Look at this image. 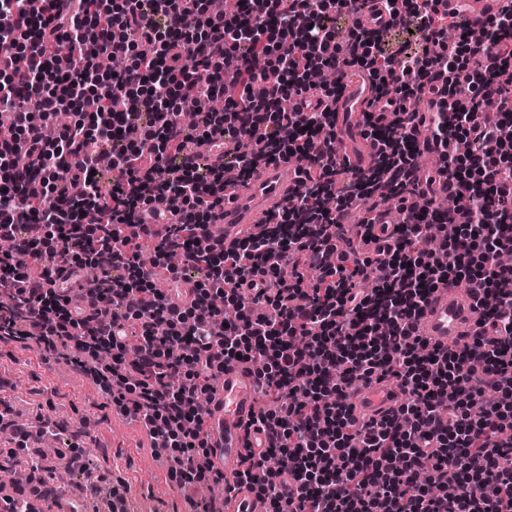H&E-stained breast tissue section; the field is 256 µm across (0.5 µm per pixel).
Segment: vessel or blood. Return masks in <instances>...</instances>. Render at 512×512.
Listing matches in <instances>:
<instances>
[{"label": "vessel or blood", "instance_id": "vessel-or-blood-1", "mask_svg": "<svg viewBox=\"0 0 512 512\" xmlns=\"http://www.w3.org/2000/svg\"><path fill=\"white\" fill-rule=\"evenodd\" d=\"M374 91L367 77L346 83L337 108V127L348 132L349 124L359 121ZM292 162L279 160L261 167L258 177L230 182L224 189V241L233 243L248 234L259 233L273 208L282 202L294 178ZM479 317L472 301L456 284L443 285L431 296L419 321L421 336L431 346L446 350L462 347L471 336ZM253 365L239 360L225 365L216 392L206 406L204 430L210 447L206 463L222 472L232 491L224 497V512H267L268 505L238 478L241 461L249 449L257 448V436L247 425L257 411L253 392ZM398 398L387 380L357 385L352 402L359 416L379 418L388 413ZM28 503L33 512H146L140 498L113 490L111 504L90 498L72 503L64 494L27 488L17 482L0 484V512H11L19 503Z\"/></svg>", "mask_w": 512, "mask_h": 512}]
</instances>
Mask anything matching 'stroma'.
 Returning <instances> with one entry per match:
<instances>
[{"instance_id":"obj_1","label":"stroma","mask_w":512,"mask_h":512,"mask_svg":"<svg viewBox=\"0 0 512 512\" xmlns=\"http://www.w3.org/2000/svg\"><path fill=\"white\" fill-rule=\"evenodd\" d=\"M2 409L13 418L58 421L60 450L74 443L80 451L75 465L63 467L50 458L34 472L27 455L7 457L9 445L0 442V466L15 471L17 481L33 473L73 496L95 476L101 488L115 485L148 496L149 512H201L205 499L199 490L178 489L139 425L114 413L102 388L67 361L0 339Z\"/></svg>"}]
</instances>
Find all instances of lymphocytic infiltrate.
Instances as JSON below:
<instances>
[{"label": "lymphocytic infiltrate", "instance_id": "f902f5d3", "mask_svg": "<svg viewBox=\"0 0 512 512\" xmlns=\"http://www.w3.org/2000/svg\"><path fill=\"white\" fill-rule=\"evenodd\" d=\"M367 12L378 28L338 36V16ZM463 15L448 0H249L243 17L209 0H0V110L15 128L0 139V240L12 245L0 252V335L89 371L170 455L181 490L224 481L199 463L201 425L221 362L242 358L269 448L244 458L239 479L269 512H512V267L497 262L512 252V0L476 38L444 41ZM397 27L418 49L386 48ZM106 54L124 57L121 73L100 67ZM321 69L373 82L360 122L370 168L340 157ZM216 98L223 111L184 124L188 104ZM61 112L72 120L45 136ZM308 125L318 138H299ZM220 139L232 145L223 164L185 163L189 143ZM243 140L250 153L236 150ZM425 151L442 166L423 179ZM279 159L297 162L283 206L259 234L212 246L225 174ZM326 195L335 209L320 206ZM444 196L462 216L450 237L434 210ZM156 199L177 221L120 236ZM355 211L383 266L340 248ZM68 266L96 268L99 321L58 288ZM164 272L192 283L188 301L157 289ZM450 282L482 316L470 343L440 352L416 325ZM374 376L395 378L405 399L355 426L347 391ZM278 448L288 467H269Z\"/></svg>", "mask_w": 512, "mask_h": 512}]
</instances>
